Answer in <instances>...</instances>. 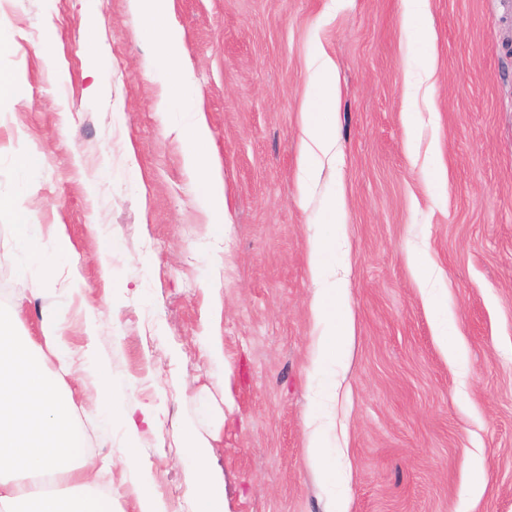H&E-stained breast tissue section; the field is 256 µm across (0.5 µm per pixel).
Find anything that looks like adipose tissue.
Listing matches in <instances>:
<instances>
[{
  "label": "adipose tissue",
  "instance_id": "adipose-tissue-1",
  "mask_svg": "<svg viewBox=\"0 0 512 512\" xmlns=\"http://www.w3.org/2000/svg\"><path fill=\"white\" fill-rule=\"evenodd\" d=\"M137 35L150 53L144 64L145 75L157 86L156 110L161 114H180L182 124L177 134L184 144L187 167L197 180V200L210 224L223 229L226 219L224 172L212 146V134L201 109L202 95L188 63L185 31L174 19V0H127ZM310 94L302 114V149L300 185L309 189L319 178L323 163L336 161V66L327 55H319L311 65ZM0 210L15 216V236L25 263L52 272L56 264L67 260L72 246L65 233L55 237L53 249H45L32 235L30 211L14 197L0 198ZM343 202L332 198L321 223L325 233L315 235L310 244L309 265L316 287L314 314L324 326L314 351V368H322L336 359L338 350L354 334L353 319L347 304V283L333 279L324 263L336 246L329 226L342 223ZM87 343L85 352L98 355L97 316L93 308L85 310ZM19 320L15 308L0 307V397L23 390L38 394L45 432L62 429L64 450L35 456L31 472L55 478L54 488L23 477L17 466V450L25 432L18 409L0 410V512H112L111 499L105 498L98 479L108 473L107 460L90 453L85 446L79 417L113 415L115 402L110 388L104 387L105 366L97 362L90 374L97 386L82 405L64 400L59 382L71 366V349L63 342L61 320L55 312L42 317L41 333L45 346L58 359V369L47 372L35 357L31 337L9 333V326ZM127 444L123 457L128 468L130 488L138 503V512H171L170 507L152 488L149 470L141 459L137 428L133 420L125 422ZM181 457L190 469L199 472L201 483L193 492L190 512H224V485L211 476L207 467L206 440L199 438L191 425L177 431Z\"/></svg>",
  "mask_w": 512,
  "mask_h": 512
}]
</instances>
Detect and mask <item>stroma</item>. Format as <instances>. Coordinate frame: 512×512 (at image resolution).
<instances>
[{
  "label": "stroma",
  "mask_w": 512,
  "mask_h": 512,
  "mask_svg": "<svg viewBox=\"0 0 512 512\" xmlns=\"http://www.w3.org/2000/svg\"><path fill=\"white\" fill-rule=\"evenodd\" d=\"M505 2L430 0L428 56L403 0H175L224 169L219 233L196 201L183 143L156 110L127 0H0V28L15 42L0 71L17 74L27 93L0 104V196L28 197L44 246L59 224L72 245L70 265L19 276L14 216L0 213V305L17 306V332L36 340L54 309L76 350L86 336L73 279L95 285L87 303L112 396L138 420L153 489L172 512H187L197 486L174 441L185 422L212 441L224 512H336L340 486L347 512H512ZM91 3L110 46L99 70L106 106L85 96L92 79L79 42ZM48 17L58 38L46 48ZM321 50L336 62L337 162L305 201L301 113L307 64ZM48 52L67 80L47 66ZM21 151L44 164L19 168ZM339 193L346 215L328 261L348 280L355 336L337 373L317 375L323 327L309 241ZM420 256L440 274L439 308L425 302ZM209 329L223 365L207 357ZM146 407L160 425L144 423ZM313 417L332 483L308 446ZM83 427L88 448L112 460L101 487L115 512H137L120 417Z\"/></svg>",
  "instance_id": "35a3bbf8"
}]
</instances>
